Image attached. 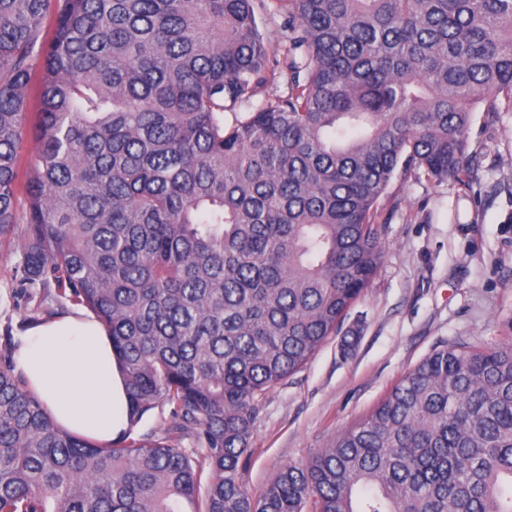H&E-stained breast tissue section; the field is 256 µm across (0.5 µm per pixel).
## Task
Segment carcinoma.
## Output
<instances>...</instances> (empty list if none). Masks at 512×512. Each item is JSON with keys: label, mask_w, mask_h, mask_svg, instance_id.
Segmentation results:
<instances>
[{"label": "carcinoma", "mask_w": 512, "mask_h": 512, "mask_svg": "<svg viewBox=\"0 0 512 512\" xmlns=\"http://www.w3.org/2000/svg\"><path fill=\"white\" fill-rule=\"evenodd\" d=\"M277 2L281 59L255 0H0V236L24 226L20 282L103 324L128 394L98 443L0 350V512H512L511 345L436 349L306 464L240 480L266 392L370 287L396 170L461 182L476 106L512 112V0ZM279 68L288 96L226 123ZM164 406L197 447L137 431ZM39 107V89L37 80H35L30 90V107L27 111L28 114L26 115L24 120L25 129L20 149V154L23 157H28L31 154H34L36 151V140L33 138L31 134V128L36 123L37 112H39Z\"/></svg>", "instance_id": "carcinoma-1"}]
</instances>
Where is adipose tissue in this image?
<instances>
[{"label": "adipose tissue", "mask_w": 512, "mask_h": 512, "mask_svg": "<svg viewBox=\"0 0 512 512\" xmlns=\"http://www.w3.org/2000/svg\"><path fill=\"white\" fill-rule=\"evenodd\" d=\"M14 365L58 425L103 443L126 429L124 379L92 314L80 310L28 327L17 339Z\"/></svg>", "instance_id": "adipose-tissue-1"}]
</instances>
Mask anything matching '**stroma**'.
Segmentation results:
<instances>
[{"mask_svg": "<svg viewBox=\"0 0 512 512\" xmlns=\"http://www.w3.org/2000/svg\"><path fill=\"white\" fill-rule=\"evenodd\" d=\"M465 182L435 184L396 173L376 220L383 257L345 329L356 349L329 337L307 365L271 388L253 425L243 485L262 492L376 406L442 344L512 345V112H473ZM16 235L0 236V337L73 311L59 293L21 285Z\"/></svg>", "mask_w": 512, "mask_h": 512, "instance_id": "obj_1", "label": "stroma"}]
</instances>
